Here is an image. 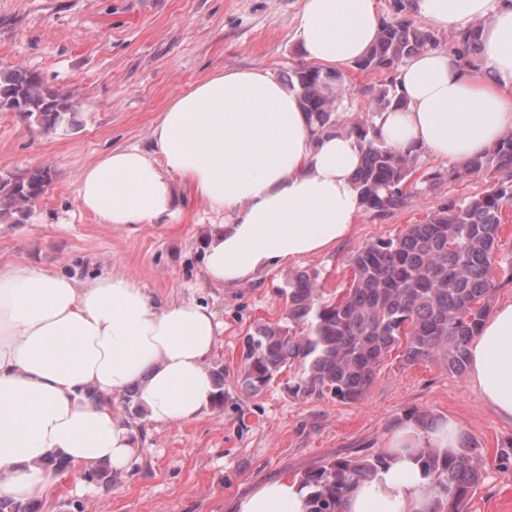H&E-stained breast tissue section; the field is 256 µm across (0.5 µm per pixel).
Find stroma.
Returning a JSON list of instances; mask_svg holds the SVG:
<instances>
[{
    "mask_svg": "<svg viewBox=\"0 0 512 512\" xmlns=\"http://www.w3.org/2000/svg\"><path fill=\"white\" fill-rule=\"evenodd\" d=\"M301 0H0V70L39 75L45 89L73 97L72 125L46 133L13 112H0V170L45 165L53 180L28 216L0 221V263H27L79 279L112 272L132 276L155 297L195 299L224 323L211 368L224 372V400L201 419L156 424L138 418L143 453L112 486L76 494L69 472L56 474L40 512H236L260 484L301 474L324 461L383 451L406 414L427 411L456 421L479 448L485 481L468 512H512V475L498 453L512 439V421L486 404L469 376L444 363L388 359L364 400L299 401L284 371L262 394L240 384L241 336L285 316L281 291L289 277L318 273L326 293L342 294L350 260L365 244L422 223L444 202L489 188L494 174L446 179L419 189L407 204L377 217L361 212L349 236L331 251L219 286L201 276L204 239L221 215L179 190L170 224L128 230L81 210L80 171L116 147H148L153 124L170 99L212 72L255 68L274 77L302 65L294 40ZM349 92L339 122L365 116L364 88L380 73L346 68Z\"/></svg>",
    "mask_w": 512,
    "mask_h": 512,
    "instance_id": "35a3bbf8",
    "label": "stroma"
}]
</instances>
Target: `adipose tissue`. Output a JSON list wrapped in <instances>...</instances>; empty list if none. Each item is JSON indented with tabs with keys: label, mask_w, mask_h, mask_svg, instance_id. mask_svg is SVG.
Here are the masks:
<instances>
[{
	"label": "adipose tissue",
	"mask_w": 512,
	"mask_h": 512,
	"mask_svg": "<svg viewBox=\"0 0 512 512\" xmlns=\"http://www.w3.org/2000/svg\"><path fill=\"white\" fill-rule=\"evenodd\" d=\"M439 28L482 24L480 57L492 79L433 49L398 74L406 105L376 120L397 151L416 147L459 164L512 130V0H411ZM375 0H302L296 38L305 59L340 72L375 40ZM352 137L313 135L297 96L270 72L224 68L175 95L151 130V147L114 149L81 172L80 207L101 223L131 228L175 215V184L223 212L204 247L206 281L233 285L261 270L332 248L361 210ZM219 324L195 300L153 299L129 276L80 280L29 264H0V496L38 501L55 482L49 457L84 470L122 472L142 450L110 400L136 388L146 417L197 420L216 388L209 361ZM472 382L500 417L512 420V301L499 304L469 345ZM96 392L103 404L88 400ZM460 429L404 425L388 438L389 458L354 485L341 512H431L432 494L405 444L453 448ZM298 482L262 484L237 512H307Z\"/></svg>",
	"instance_id": "1"
}]
</instances>
